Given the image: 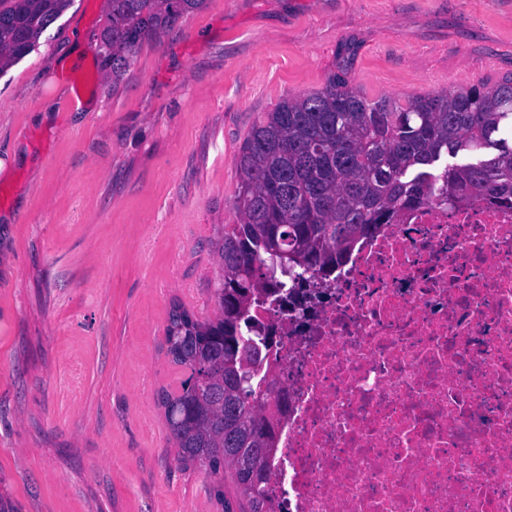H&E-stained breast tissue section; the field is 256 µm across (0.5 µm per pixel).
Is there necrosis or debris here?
I'll use <instances>...</instances> for the list:
<instances>
[{"instance_id":"4bbe7bcc","label":"necrosis or debris","mask_w":512,"mask_h":512,"mask_svg":"<svg viewBox=\"0 0 512 512\" xmlns=\"http://www.w3.org/2000/svg\"><path fill=\"white\" fill-rule=\"evenodd\" d=\"M283 512H512V208L405 209L261 292Z\"/></svg>"}]
</instances>
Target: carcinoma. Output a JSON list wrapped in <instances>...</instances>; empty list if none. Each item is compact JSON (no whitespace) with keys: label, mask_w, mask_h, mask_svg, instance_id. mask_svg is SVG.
Masks as SVG:
<instances>
[{"label":"carcinoma","mask_w":512,"mask_h":512,"mask_svg":"<svg viewBox=\"0 0 512 512\" xmlns=\"http://www.w3.org/2000/svg\"><path fill=\"white\" fill-rule=\"evenodd\" d=\"M205 0H107L101 67L119 79L143 40ZM71 0H0V73L35 49ZM512 77L417 96L404 107L373 101L332 75L321 90L283 98L253 126L237 160L240 222L224 225L219 316L172 310L167 354L191 370L163 395L178 460L213 475L231 471L241 512H269L270 431L258 382L238 392L250 309L271 259L303 277L343 262L356 235L402 209L490 201L512 207ZM460 164H443L450 156Z\"/></svg>","instance_id":"1"}]
</instances>
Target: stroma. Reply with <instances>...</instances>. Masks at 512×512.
I'll list each match as a JSON object with an SVG mask.
<instances>
[{"label":"stroma","instance_id":"35a3bbf8","mask_svg":"<svg viewBox=\"0 0 512 512\" xmlns=\"http://www.w3.org/2000/svg\"><path fill=\"white\" fill-rule=\"evenodd\" d=\"M106 13L72 0L0 74V505L224 512L160 396L173 303L219 314L241 144L334 73L400 106L512 76V0H205L117 79Z\"/></svg>","mask_w":512,"mask_h":512}]
</instances>
